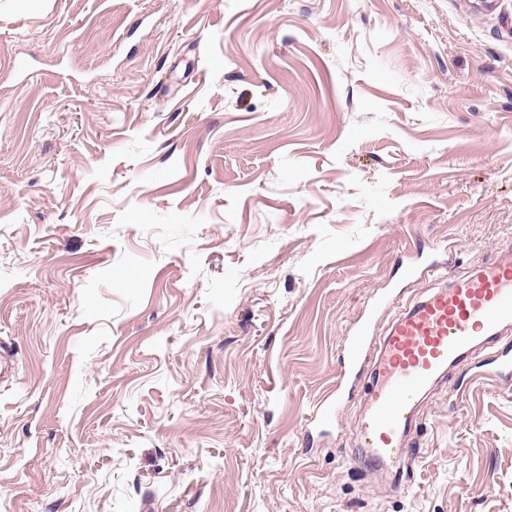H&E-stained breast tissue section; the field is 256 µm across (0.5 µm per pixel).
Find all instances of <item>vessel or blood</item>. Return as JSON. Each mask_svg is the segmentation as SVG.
Returning <instances> with one entry per match:
<instances>
[{
	"instance_id": "1",
	"label": "vessel or blood",
	"mask_w": 512,
	"mask_h": 512,
	"mask_svg": "<svg viewBox=\"0 0 512 512\" xmlns=\"http://www.w3.org/2000/svg\"><path fill=\"white\" fill-rule=\"evenodd\" d=\"M395 291L375 297L342 340L345 358L336 397L313 411L312 427L326 429L337 415L338 397L376 351L372 386L362 412L357 448L350 462L361 469H391L414 460L408 434L422 425L426 395L452 369H487L512 382V254L471 269L448 287L423 296L393 319L387 336L374 343L378 310L390 307Z\"/></svg>"
}]
</instances>
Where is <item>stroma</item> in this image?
<instances>
[{"instance_id": "1", "label": "stroma", "mask_w": 512, "mask_h": 512, "mask_svg": "<svg viewBox=\"0 0 512 512\" xmlns=\"http://www.w3.org/2000/svg\"><path fill=\"white\" fill-rule=\"evenodd\" d=\"M510 250L512 0H0V512H512V382L307 434L401 259Z\"/></svg>"}]
</instances>
